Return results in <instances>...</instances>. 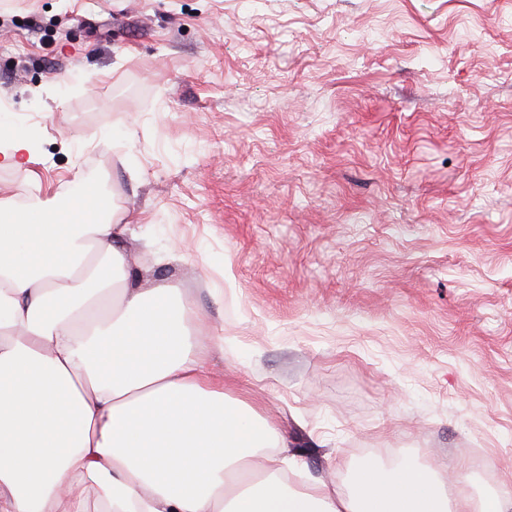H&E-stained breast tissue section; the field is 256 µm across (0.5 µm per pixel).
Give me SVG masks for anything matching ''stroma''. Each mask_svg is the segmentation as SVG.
Listing matches in <instances>:
<instances>
[{"mask_svg": "<svg viewBox=\"0 0 512 512\" xmlns=\"http://www.w3.org/2000/svg\"><path fill=\"white\" fill-rule=\"evenodd\" d=\"M0 197L135 213L303 461L512 485V0H0ZM0 141H8L12 151L10 155L5 153L4 158L14 159L27 154L30 160L33 151L31 139L14 120L2 113L0 116Z\"/></svg>", "mask_w": 512, "mask_h": 512, "instance_id": "35a3bbf8", "label": "stroma"}]
</instances>
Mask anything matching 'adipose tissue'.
<instances>
[{"instance_id":"1","label":"adipose tissue","mask_w":512,"mask_h":512,"mask_svg":"<svg viewBox=\"0 0 512 512\" xmlns=\"http://www.w3.org/2000/svg\"><path fill=\"white\" fill-rule=\"evenodd\" d=\"M97 198H0V512H512L412 463L290 489L287 441L225 394L179 289L131 286V227Z\"/></svg>"}]
</instances>
